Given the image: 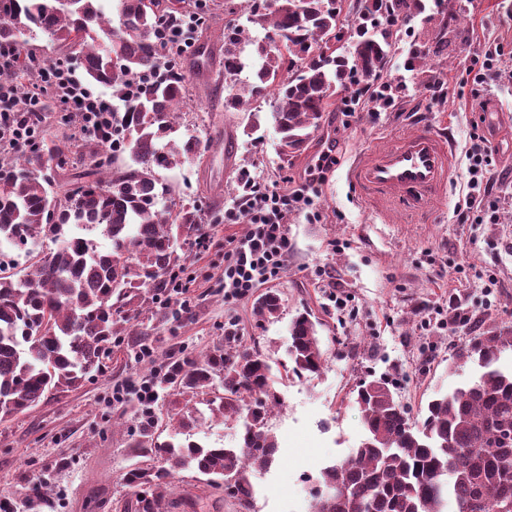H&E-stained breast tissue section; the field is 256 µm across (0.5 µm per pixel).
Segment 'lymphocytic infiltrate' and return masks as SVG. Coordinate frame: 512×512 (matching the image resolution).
<instances>
[{
    "instance_id": "lymphocytic-infiltrate-1",
    "label": "lymphocytic infiltrate",
    "mask_w": 512,
    "mask_h": 512,
    "mask_svg": "<svg viewBox=\"0 0 512 512\" xmlns=\"http://www.w3.org/2000/svg\"><path fill=\"white\" fill-rule=\"evenodd\" d=\"M19 68L37 74L38 80L24 98L14 83L0 82V152L32 149L42 134L45 106L50 102L60 117L71 122L73 139L93 136L111 145L112 127L120 111L111 101L94 94L71 63H45L38 57L22 55L14 43L1 41L0 71ZM466 158L467 180L462 201L455 208L456 221L471 224L481 217L488 223H498V207L490 200L493 156L484 134L470 133ZM337 162L336 149L331 146L318 155L302 180L290 182L286 188L246 180L243 192L221 218L225 225L243 218L249 223L244 237L224 239V266L219 280L225 298L248 299L256 288L277 280L286 271L291 251L287 222L294 214L314 208Z\"/></svg>"
}]
</instances>
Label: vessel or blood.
<instances>
[{
    "instance_id": "vessel-or-blood-1",
    "label": "vessel or blood",
    "mask_w": 512,
    "mask_h": 512,
    "mask_svg": "<svg viewBox=\"0 0 512 512\" xmlns=\"http://www.w3.org/2000/svg\"><path fill=\"white\" fill-rule=\"evenodd\" d=\"M451 160L450 143L423 125L359 156L348 177L364 201L393 221L405 209L423 211L443 193Z\"/></svg>"
}]
</instances>
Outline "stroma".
<instances>
[{
    "mask_svg": "<svg viewBox=\"0 0 512 512\" xmlns=\"http://www.w3.org/2000/svg\"><path fill=\"white\" fill-rule=\"evenodd\" d=\"M208 3L204 39L217 58L208 79L193 78L189 110L179 130L181 136L199 140L201 161L162 174L177 197L197 201L200 222L206 225L214 213L232 205L241 170L270 183L284 176L298 180L333 143L339 163L322 187L319 218L304 211L288 225V269L274 283L284 299L278 318H259L253 301L225 299L214 279L224 264V232L218 229L206 251L197 247L195 234L180 240L195 278L191 312L177 317L154 303L140 316L137 330L146 338L153 362L163 364L181 350L212 347L232 322L244 339H259L277 369L288 361L290 321L305 311L313 314L328 362L319 376H293L277 384L281 404L268 426L279 451L271 464L249 473L251 512H298L309 505L321 470L349 456L363 437L353 402L356 385L386 378L410 416L419 418L429 400L473 379L471 367L448 369L457 346L490 327L512 326V61L483 96L472 97L462 85L471 57L486 44L512 43V0H459L461 14L439 6L432 10V21L417 18L410 24L411 34L426 45L442 37L448 41L447 54L435 59L448 83L447 101H435L404 69L403 54H393L388 75L406 86L397 110L376 120L365 115L345 126L340 105H332L307 148L288 160L279 156L267 120L280 104L275 92L254 99L247 113L228 111L225 103V23L248 28L251 42L241 50L247 65L253 40L264 39L265 31L249 27L246 0ZM422 123L445 132L454 144L448 186L423 217L387 222L359 198L347 172L360 154ZM475 126L488 138L495 157L493 194L500 216L495 224L455 221L459 187L467 174L464 147ZM330 281L351 295L356 316L337 311L326 287ZM491 281L496 288L488 297L483 289ZM451 305L470 316L468 325L423 326L430 310ZM148 374L123 344L115 348L103 375L0 423V505L25 512L30 481L37 476L50 486L40 512H124L131 496L124 473L137 463L158 467L162 461L131 456L129 436L139 425L140 405L133 396L113 403L112 386L138 383ZM170 496L179 504L177 512H241L233 499L192 471L176 476Z\"/></svg>",
    "mask_w": 512,
    "mask_h": 512,
    "instance_id": "stroma-1",
    "label": "stroma"
}]
</instances>
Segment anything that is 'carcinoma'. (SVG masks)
<instances>
[{
	"label": "carcinoma",
	"mask_w": 512,
	"mask_h": 512,
	"mask_svg": "<svg viewBox=\"0 0 512 512\" xmlns=\"http://www.w3.org/2000/svg\"><path fill=\"white\" fill-rule=\"evenodd\" d=\"M185 0H119L118 20L100 0H0V40L23 48L43 37L77 59L88 82L121 99L136 75L168 66L169 77L142 91L135 106L112 128V150L89 155L71 151L69 138L40 139L21 155H0V246L25 251L23 265L0 260V422L25 414L50 395L74 389L107 368L114 338L136 334L135 321L147 294L166 287L171 272L183 267L179 252L184 231L199 232L196 205L176 202L175 188L160 172L194 160L200 143L183 142L178 130L188 74L181 55H165L160 32L182 19ZM426 10L424 0H366L350 47L338 53L328 36L342 8L338 0H271L250 5L249 23L283 40L271 50L254 41L256 64L238 85L240 45L246 30L224 28L226 104L249 111L251 99L274 90L281 99L271 113L278 153L300 154L320 127L323 112L345 98L353 79L387 70L391 56L406 52L405 66L426 88L436 81L429 53L417 42L404 45L406 26ZM68 178L57 179L59 172ZM111 243L99 249L94 235ZM53 248L35 251L34 240ZM281 293L268 290L255 312L275 319ZM292 373L320 374L327 364L316 322L295 316L289 326ZM512 352V327H493L457 347L448 368L474 365L476 379L429 401L413 420L390 383L374 379L359 385L354 402L365 429L352 454L321 471L324 490L314 495L311 512H512V368L500 360ZM168 397L167 426L185 441H159L155 416L143 419L131 436L135 457H159V468L139 467L124 474L132 490L130 512H165L175 475L195 470L207 485L249 508V467L269 464L277 442L268 417L280 405L266 354L234 331L224 341L193 355L183 352L160 378ZM211 417H237L243 431L237 446L209 447L190 440Z\"/></svg>",
	"instance_id": "obj_1"
}]
</instances>
